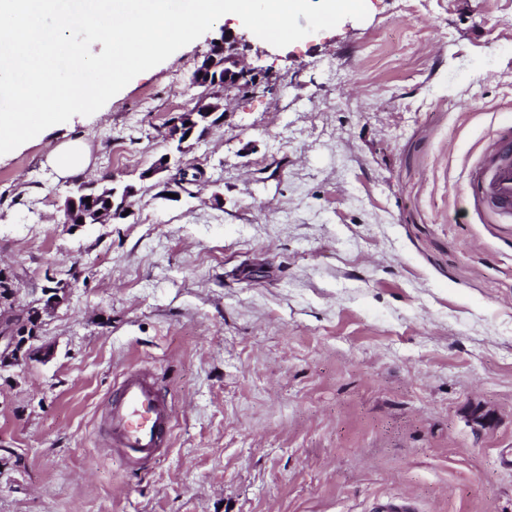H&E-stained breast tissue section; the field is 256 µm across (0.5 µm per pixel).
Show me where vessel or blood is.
Instances as JSON below:
<instances>
[{
  "instance_id": "obj_1",
  "label": "vessel or blood",
  "mask_w": 512,
  "mask_h": 512,
  "mask_svg": "<svg viewBox=\"0 0 512 512\" xmlns=\"http://www.w3.org/2000/svg\"><path fill=\"white\" fill-rule=\"evenodd\" d=\"M471 198L495 222H512V125L489 141L469 179ZM174 411L148 370L126 373L105 407L109 452L141 470L170 444Z\"/></svg>"
}]
</instances>
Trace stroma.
<instances>
[{
	"label": "stroma",
	"mask_w": 512,
	"mask_h": 512,
	"mask_svg": "<svg viewBox=\"0 0 512 512\" xmlns=\"http://www.w3.org/2000/svg\"><path fill=\"white\" fill-rule=\"evenodd\" d=\"M277 48L235 16L100 110L0 155V321L59 295L0 369V512H512V224L467 199L512 119V0H366ZM268 74L165 196L191 74L225 29ZM90 144L85 181L130 215L68 224L45 163ZM152 366L176 412L140 474L104 452L114 380ZM18 335V331L16 334L6 335V333L2 334V331L0 330V367L12 366L23 371L28 365L29 360L36 355L42 357L50 355L48 350L34 351L33 349H30L23 351L26 341L22 342ZM2 339L7 340L3 351H1Z\"/></svg>",
	"instance_id": "35a3bbf8"
}]
</instances>
